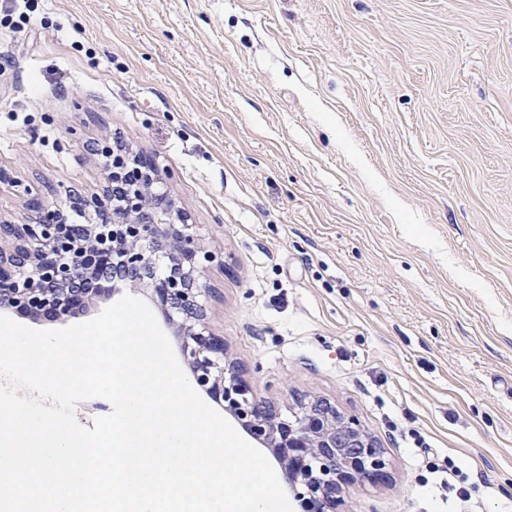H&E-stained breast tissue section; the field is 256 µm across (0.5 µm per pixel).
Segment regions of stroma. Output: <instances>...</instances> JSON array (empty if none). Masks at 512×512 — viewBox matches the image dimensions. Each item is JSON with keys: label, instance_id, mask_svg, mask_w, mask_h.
<instances>
[{"label": "stroma", "instance_id": "obj_1", "mask_svg": "<svg viewBox=\"0 0 512 512\" xmlns=\"http://www.w3.org/2000/svg\"><path fill=\"white\" fill-rule=\"evenodd\" d=\"M0 57V216L99 192L122 136L254 393L385 448L343 512H512V0H41Z\"/></svg>", "mask_w": 512, "mask_h": 512}]
</instances>
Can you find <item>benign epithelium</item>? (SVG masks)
<instances>
[{
	"label": "benign epithelium",
	"instance_id": "obj_1",
	"mask_svg": "<svg viewBox=\"0 0 512 512\" xmlns=\"http://www.w3.org/2000/svg\"><path fill=\"white\" fill-rule=\"evenodd\" d=\"M124 194L119 212L112 210L110 181L101 194L84 201L95 210L93 224H68L62 212L37 199L31 200L25 222L0 219V314L47 312L66 320L77 306L66 287L93 278V269L82 260L64 265L60 254H80L88 244L102 256H117L131 273L127 288L139 287L140 276L152 272L150 287L165 319L182 316L181 351L195 386L278 457L288 492L302 512H341L344 487L385 482L390 468L385 448L336 404L309 395L284 417L275 403L252 394L197 301L195 274L213 255L190 232L176 205L149 203L142 174L127 180Z\"/></svg>",
	"mask_w": 512,
	"mask_h": 512
}]
</instances>
